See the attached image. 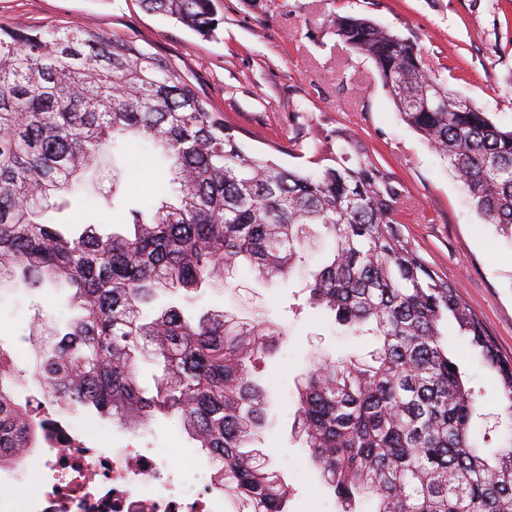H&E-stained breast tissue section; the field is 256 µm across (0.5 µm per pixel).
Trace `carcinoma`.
I'll list each match as a JSON object with an SVG mask.
<instances>
[{"instance_id": "cac0c4a2", "label": "carcinoma", "mask_w": 512, "mask_h": 512, "mask_svg": "<svg viewBox=\"0 0 512 512\" xmlns=\"http://www.w3.org/2000/svg\"><path fill=\"white\" fill-rule=\"evenodd\" d=\"M139 3L201 37L220 24L216 0ZM332 27L374 61L402 121L449 163L476 210L512 230V128L426 72L410 39L363 17L338 15ZM119 138L161 150L171 197L151 213L128 210V235L42 222ZM317 164L286 169L248 151L176 62L135 40L0 26V279L31 291L64 283L80 311L33 349L30 370L0 351V465L44 446L43 406L133 429L161 414L217 465L237 512H288V483L269 455L247 450L260 442L266 403L254 362L276 332L188 310L243 260L264 280L289 274L303 226L320 224L334 249L309 284L312 303L379 337L372 362L321 364L297 387L298 432L342 512L360 496L377 512H512V443L492 462L479 454L476 398L450 370L442 328L455 322L497 373L510 428L512 360L402 234L394 176L351 137ZM149 355L164 363L152 394L138 382ZM27 372L41 398L21 405L13 390Z\"/></svg>"}]
</instances>
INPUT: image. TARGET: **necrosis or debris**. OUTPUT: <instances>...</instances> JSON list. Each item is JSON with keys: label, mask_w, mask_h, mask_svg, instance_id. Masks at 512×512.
Instances as JSON below:
<instances>
[{"label": "necrosis or debris", "mask_w": 512, "mask_h": 512, "mask_svg": "<svg viewBox=\"0 0 512 512\" xmlns=\"http://www.w3.org/2000/svg\"><path fill=\"white\" fill-rule=\"evenodd\" d=\"M49 427L46 447L28 452L25 464L0 468L11 482L0 512H207L198 499L170 493L168 478L142 449L108 453L74 437L69 425L53 420ZM34 463L61 478L36 498L25 478Z\"/></svg>", "instance_id": "4bbe7bcc"}]
</instances>
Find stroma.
<instances>
[{"mask_svg": "<svg viewBox=\"0 0 512 512\" xmlns=\"http://www.w3.org/2000/svg\"><path fill=\"white\" fill-rule=\"evenodd\" d=\"M337 14L370 18L415 41L425 69L445 70L449 84L495 124H512V0H218L221 22L208 39L143 10L138 0H0L2 26H86L170 57L226 123L244 132L253 151L284 167L311 168L334 132L358 140L404 187L397 208L404 235L458 286L502 355L512 357V234L487 223L447 163L400 120L373 61L334 35ZM113 157L71 195L68 207L47 211L46 220L68 230L95 223L104 233H128V208L156 206L170 189V175L163 159L148 163L137 150L117 148ZM116 167L137 185L135 195L118 196L111 207L106 198ZM306 231L304 256L289 276L269 283L242 267L230 285L205 289L200 304L243 320L260 313L278 326L274 351L256 369L268 401L262 450L291 489L288 512H341L297 432L296 385L314 360L364 359L374 341L310 304L306 284L332 241L320 225ZM70 315L64 291L2 289L0 349L26 362L34 322L53 325ZM448 353L477 393L482 417L472 437L492 456L507 437L493 430L505 407L498 383L453 325ZM82 424L89 447L149 449L167 462L176 489L204 491L206 479L189 481L176 464L177 450L192 445L178 420L160 416L138 431L99 418Z\"/></svg>", "mask_w": 512, "mask_h": 512, "instance_id": "35a3bbf8", "label": "stroma"}]
</instances>
